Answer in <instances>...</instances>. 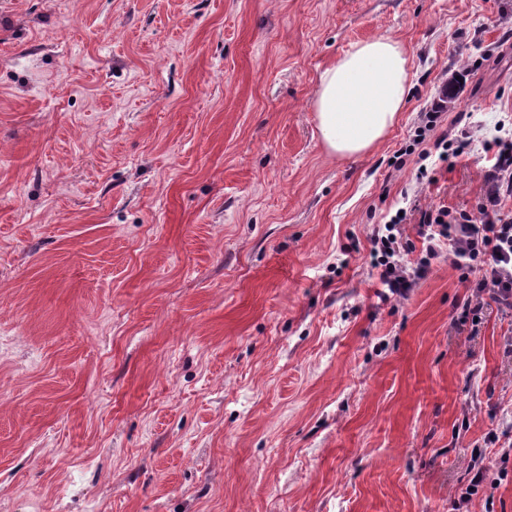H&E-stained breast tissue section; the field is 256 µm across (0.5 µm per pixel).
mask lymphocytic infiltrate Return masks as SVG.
<instances>
[{
    "mask_svg": "<svg viewBox=\"0 0 512 512\" xmlns=\"http://www.w3.org/2000/svg\"><path fill=\"white\" fill-rule=\"evenodd\" d=\"M445 110L444 100L435 101L415 128L411 146L405 149L406 154H418L421 160L418 179L427 178L426 162L430 157L452 164L472 149V123L464 122L455 133H448L442 126ZM484 146L493 151L494 162L485 174L487 194L476 209L444 204L424 207L414 199L402 213L374 230L373 263L384 286L380 301L404 295L416 279L427 274L432 259L444 252L459 281L472 290L465 315L479 316L487 297L500 310L512 311V213L502 208L503 201L512 198V138L496 137L485 141ZM413 219L418 222L426 248L424 256L410 268L403 260L410 250L404 226Z\"/></svg>",
    "mask_w": 512,
    "mask_h": 512,
    "instance_id": "lymphocytic-infiltrate-1",
    "label": "lymphocytic infiltrate"
}]
</instances>
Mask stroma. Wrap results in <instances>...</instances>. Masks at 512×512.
I'll use <instances>...</instances> for the list:
<instances>
[{"label": "stroma", "instance_id": "35a3bbf8", "mask_svg": "<svg viewBox=\"0 0 512 512\" xmlns=\"http://www.w3.org/2000/svg\"><path fill=\"white\" fill-rule=\"evenodd\" d=\"M379 35L407 106L336 158L314 91ZM469 55L448 120L512 136V0H0V512H512V314L369 258L484 195L482 145L395 164ZM469 474H471L469 484L461 496L464 502L472 500V496L478 495L485 489V481L487 479V466L483 460L476 459L472 461L469 466Z\"/></svg>", "mask_w": 512, "mask_h": 512}]
</instances>
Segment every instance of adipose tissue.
Returning <instances> with one entry per match:
<instances>
[{"label":"adipose tissue","mask_w":512,"mask_h":512,"mask_svg":"<svg viewBox=\"0 0 512 512\" xmlns=\"http://www.w3.org/2000/svg\"><path fill=\"white\" fill-rule=\"evenodd\" d=\"M409 90V61L399 40L357 43L322 73L311 102L327 152L345 158L378 145L404 110Z\"/></svg>","instance_id":"1"}]
</instances>
